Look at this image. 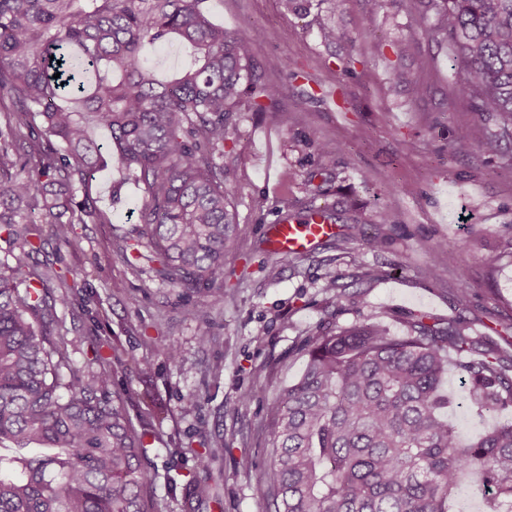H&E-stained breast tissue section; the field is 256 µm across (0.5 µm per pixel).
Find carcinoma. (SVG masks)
Masks as SVG:
<instances>
[{
	"instance_id": "cac0c4a2",
	"label": "carcinoma",
	"mask_w": 512,
	"mask_h": 512,
	"mask_svg": "<svg viewBox=\"0 0 512 512\" xmlns=\"http://www.w3.org/2000/svg\"><path fill=\"white\" fill-rule=\"evenodd\" d=\"M206 0H0V231L45 224L70 246L76 224H109L87 191L112 154L120 179L142 185V235L161 280L188 296H224V252L238 214L224 174V141L243 103L266 111L281 94L262 79L246 31L213 24ZM322 40L345 0H279ZM415 23L400 46L444 43L460 94L488 122L453 149L512 171V0H412ZM179 42L191 62L161 79L145 46ZM60 77L53 78L54 74ZM24 240L0 263V512H148L143 436L112 391L111 361L77 371L55 331L71 303L59 271L29 265ZM186 316L210 317L193 306ZM465 398L488 418L477 438L448 422L441 389L448 354ZM297 383L271 402L267 428L275 512H449L461 476L479 471L483 512H512V356L465 321L446 327L413 315L394 335L367 316L304 342Z\"/></svg>"
}]
</instances>
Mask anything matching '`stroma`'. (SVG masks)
<instances>
[{
  "mask_svg": "<svg viewBox=\"0 0 512 512\" xmlns=\"http://www.w3.org/2000/svg\"><path fill=\"white\" fill-rule=\"evenodd\" d=\"M206 7L225 30L256 32L251 51L260 71L282 85L267 111L237 113L224 144L239 224L224 255V298L208 308L210 342L200 343L201 323L185 316L188 300L159 279L150 253L127 257L117 247L140 229L143 191L134 182L96 174L90 194L110 221L77 225L73 245L43 236L38 224L19 230L42 239L31 264L69 270L73 303L60 311L56 336L76 367L91 374L95 343L119 358L114 388L147 434L153 512H274L266 403L302 375L305 339L368 315L396 335L414 314L442 327L461 317L487 335L512 323V172L452 150L458 127L478 138L485 123L453 90L447 46L424 38L397 55L415 17L406 0H385L372 31L364 0H347L329 43L311 18L284 13L277 0H208ZM395 67L419 90L393 83ZM313 128L321 132L316 147L305 142ZM309 179L320 195L306 193ZM315 206L335 217L337 235L353 229L356 240L344 250L329 238L280 261L267 247L268 225ZM384 209L391 223L381 222ZM433 258L439 271L431 278L423 269ZM332 276L342 298L324 289ZM169 343L179 362L161 354ZM130 359L150 366L147 378L124 369ZM442 389L454 398L449 421L478 437L486 421L465 399L459 374L448 371ZM147 390L164 406L163 420L143 402ZM248 390L259 399L244 401ZM191 393L201 400L194 411L184 404ZM216 434L224 452L211 460L206 446ZM195 478L208 480L212 493L187 499Z\"/></svg>",
  "mask_w": 512,
  "mask_h": 512,
  "instance_id": "35a3bbf8",
  "label": "stroma"
}]
</instances>
